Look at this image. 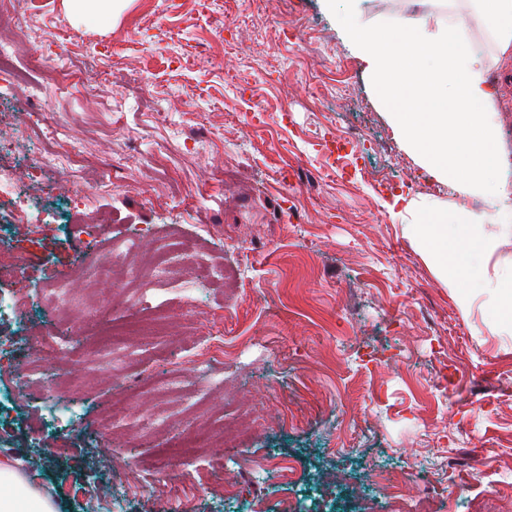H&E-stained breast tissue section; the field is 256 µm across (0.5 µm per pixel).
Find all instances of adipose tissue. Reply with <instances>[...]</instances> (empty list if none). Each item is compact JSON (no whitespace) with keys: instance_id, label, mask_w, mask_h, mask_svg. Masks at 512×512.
<instances>
[{"instance_id":"1","label":"adipose tissue","mask_w":512,"mask_h":512,"mask_svg":"<svg viewBox=\"0 0 512 512\" xmlns=\"http://www.w3.org/2000/svg\"><path fill=\"white\" fill-rule=\"evenodd\" d=\"M344 39L365 65L379 105L422 165L464 196L483 201L481 212L454 215L423 204L406 233L434 270L469 308L467 283L478 257L492 255L512 234V181L493 122L494 91L488 57L472 47L463 24L439 11L366 18L364 0H323ZM498 55H512V0H472ZM496 233H485V225ZM487 280L485 303L503 328L512 329V259ZM0 512H59L13 462L0 457Z\"/></svg>"}]
</instances>
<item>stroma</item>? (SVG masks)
I'll use <instances>...</instances> for the list:
<instances>
[{
  "label": "stroma",
  "instance_id": "1",
  "mask_svg": "<svg viewBox=\"0 0 512 512\" xmlns=\"http://www.w3.org/2000/svg\"><path fill=\"white\" fill-rule=\"evenodd\" d=\"M30 35L13 41L24 93L0 81V104L29 126L33 152L72 156L42 192L0 197V237L20 271H0V298L38 297L109 242L152 225L204 235L225 277L159 289L166 331L130 338L120 361L97 326L75 320L32 354L50 314L0 313V455L19 460L60 512H512V335L481 304L462 311L405 232L408 203L478 212L423 168L379 106L363 63L321 0H126L115 15H72L33 0ZM96 67L78 86L48 84L31 65ZM499 142L512 162V57L491 63ZM359 139H351V132ZM42 224L15 223L21 207ZM108 217L94 250L75 224ZM114 281H72L109 301L110 323L139 318ZM238 295L237 307L224 299ZM232 347L231 357L217 343ZM63 374L56 400L44 379ZM180 375L178 426L149 443L112 434L122 402L137 424L147 379ZM235 444L193 457L194 409ZM292 461L272 477L269 458ZM242 487L212 497L199 479ZM186 486L172 501L164 483Z\"/></svg>",
  "mask_w": 512,
  "mask_h": 512
}]
</instances>
